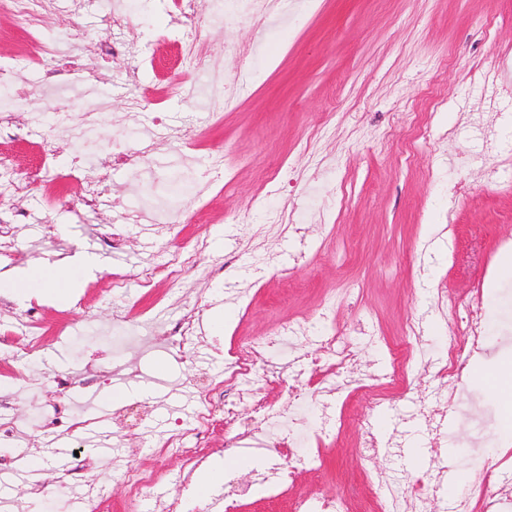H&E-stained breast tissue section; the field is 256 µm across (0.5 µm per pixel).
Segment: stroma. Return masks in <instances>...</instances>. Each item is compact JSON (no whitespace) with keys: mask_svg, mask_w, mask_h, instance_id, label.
Returning a JSON list of instances; mask_svg holds the SVG:
<instances>
[{"mask_svg":"<svg viewBox=\"0 0 512 512\" xmlns=\"http://www.w3.org/2000/svg\"><path fill=\"white\" fill-rule=\"evenodd\" d=\"M112 2L95 0L78 19L91 36L76 49L79 68L66 78L71 132L60 149L61 171L75 158L86 161L83 177L109 171L107 196L88 207L77 185L53 180L31 184L0 207V225L18 227L13 259L0 263V274L86 253L99 260L64 297H0V333L19 338L12 357L0 356V386L13 394L7 414L20 422L50 420L79 408L94 424L77 436L50 426L0 443V456L15 460L12 470L0 471V512H44L49 504L72 512L80 490L62 487V476L89 461L113 506H121L127 489L113 464L135 447L137 465L163 476L155 496L169 492L181 463L156 456L151 442L173 418L194 420L192 379L223 376L218 350L230 337L259 341L296 321L310 325L311 339H284L259 367L313 351L314 337L338 325L357 355L355 375L370 376L372 390L346 399L331 446L319 448L306 427L305 446L321 450L323 463L298 472L297 490L356 489L349 512H358L372 474L427 481L437 460L425 468L402 457L383 468L364 461L355 448L358 419L385 412L382 441L397 434L405 447L426 451L424 423L411 414L439 385L455 392L448 407L455 421L439 431L447 460L469 478L483 455H496L501 483L512 486L505 405L484 378L486 370L512 365V278L477 289L512 245V0H223L197 37L210 56L201 73L181 70L178 49L166 38L164 0H125V23L106 32L99 16ZM115 41L146 47L151 61L105 55ZM30 49L25 33L0 12V62L20 78L0 85V113L20 116L19 127L0 136V154L20 170L47 148L58 89L48 63L32 60ZM86 69L94 70L93 82L84 81ZM219 86L238 94L223 111H208L205 101ZM189 88L194 97L183 100ZM189 126L198 139L186 161L174 135ZM142 147L148 154L140 168L114 164V156ZM215 151L223 152V167L198 178L197 168ZM462 153L471 162L459 169L453 162ZM117 203L140 218L124 225L121 248L110 250L102 235ZM163 208L173 210L176 230L157 225ZM198 243L199 272L143 288L144 266ZM222 258L223 276L202 275ZM115 272L124 277L118 294ZM201 296L209 300L207 341L193 364L114 349L115 311L135 318L153 309L170 324ZM475 304L486 319V348L464 353L456 381L445 369L449 327ZM33 307L62 335L29 344L19 317ZM413 322L421 343L402 366L407 389L395 396L380 384L390 369L386 346L403 342ZM92 362L116 372L84 386L80 377ZM14 366L25 371L32 393L8 377ZM60 378L69 380L68 390H58ZM128 402L147 411L138 426L112 420Z\"/></svg>","mask_w":512,"mask_h":512,"instance_id":"obj_1","label":"stroma"}]
</instances>
